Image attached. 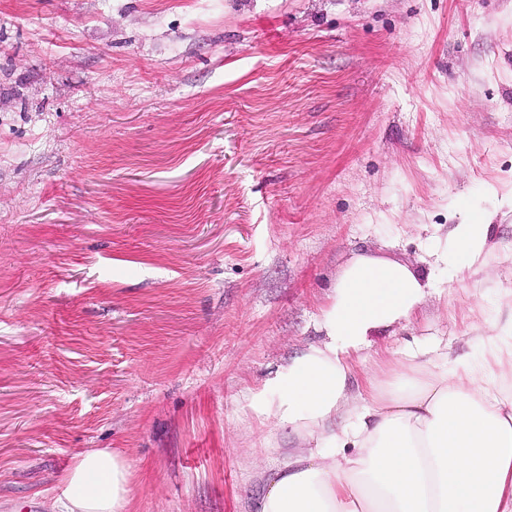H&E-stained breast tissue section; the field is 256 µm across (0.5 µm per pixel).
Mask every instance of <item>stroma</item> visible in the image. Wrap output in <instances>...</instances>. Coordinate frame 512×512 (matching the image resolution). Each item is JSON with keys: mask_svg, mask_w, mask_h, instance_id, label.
Wrapping results in <instances>:
<instances>
[{"mask_svg": "<svg viewBox=\"0 0 512 512\" xmlns=\"http://www.w3.org/2000/svg\"><path fill=\"white\" fill-rule=\"evenodd\" d=\"M512 0H0V512L82 452L128 512H249L246 406L356 254L491 247L358 365L512 310Z\"/></svg>", "mask_w": 512, "mask_h": 512, "instance_id": "1", "label": "stroma"}]
</instances>
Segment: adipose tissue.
<instances>
[{
    "label": "adipose tissue",
    "instance_id": "ef3b65f1",
    "mask_svg": "<svg viewBox=\"0 0 512 512\" xmlns=\"http://www.w3.org/2000/svg\"><path fill=\"white\" fill-rule=\"evenodd\" d=\"M491 232L480 212L454 225L424 274L367 254L346 264L321 342L249 395L265 440L283 430L300 439L259 472L253 512H512V318L492 319L475 358H451L441 339L417 342L393 378L351 390L373 336L410 321L438 276L473 268ZM130 476L112 449L81 453L60 480L57 512H126Z\"/></svg>",
    "mask_w": 512,
    "mask_h": 512
}]
</instances>
